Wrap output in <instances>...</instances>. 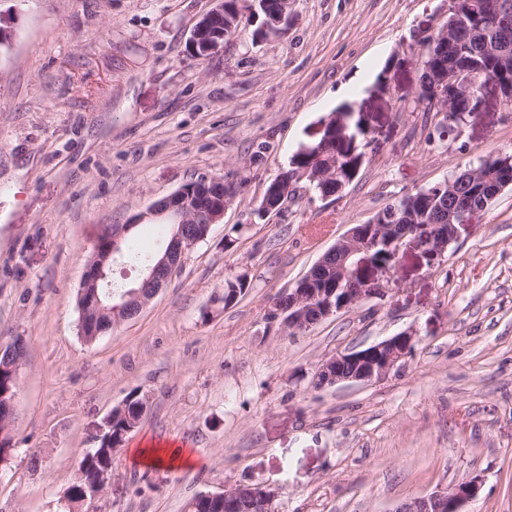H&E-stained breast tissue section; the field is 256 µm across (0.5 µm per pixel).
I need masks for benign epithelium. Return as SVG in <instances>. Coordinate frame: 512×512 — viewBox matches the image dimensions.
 <instances>
[{"label": "benign epithelium", "mask_w": 512, "mask_h": 512, "mask_svg": "<svg viewBox=\"0 0 512 512\" xmlns=\"http://www.w3.org/2000/svg\"><path fill=\"white\" fill-rule=\"evenodd\" d=\"M462 0H448V17L432 28L428 36L437 40L453 39L461 26ZM485 50L495 63L497 71L504 77L512 73V56L497 47L496 42L484 40ZM420 79L418 99L433 104L434 110L442 119L438 128L451 131L456 137L469 119L475 114L458 112L454 102L461 97L483 98V88L478 85L476 72L441 65L432 70H423ZM228 203L224 196L205 195L202 199L192 198L188 189L179 188L162 203L155 204L146 212L138 215L134 224H124L112 229V247H117L123 236L133 225L143 223L155 217H168L175 224H183L189 216L200 211L205 212L209 222L201 225L196 237L176 234L164 251L148 267L146 280L156 288L174 274L183 254L198 242L205 240L212 225L224 218ZM476 208L469 203L457 205L448 210V223L467 224ZM428 233L419 238L405 224L379 225L377 220L369 224H356L347 234L338 239L330 248L336 259V288L333 290L316 288H290L287 291L290 300L288 318L281 324L283 330L306 329L342 310L352 308L364 300L382 298L394 283V272L399 256L404 248H411L434 261L441 257L450 242L448 233L441 224L427 226ZM383 247L387 260L372 259L371 252ZM112 252L102 248L97 242L95 257L86 272L80 289V296L87 297V308L106 313L114 318L118 325L128 319L124 304L114 303L108 307L100 300L97 288L111 287L109 275L112 271L110 258ZM415 336L404 332L360 350L340 353L322 362L316 374L324 376V384L334 385L341 382H371L384 378L402 359L414 350ZM112 476V464L106 462L99 469L98 480L90 490L89 499H96L105 489ZM483 487V478L475 475L451 489H441L425 496L410 498L400 503L394 512H463L462 507L479 496ZM253 501L256 512H269L271 494L261 487L240 486L222 493H206L208 501H235L241 498Z\"/></svg>", "instance_id": "1"}]
</instances>
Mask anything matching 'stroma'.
Segmentation results:
<instances>
[{"instance_id":"obj_1","label":"stroma","mask_w":512,"mask_h":512,"mask_svg":"<svg viewBox=\"0 0 512 512\" xmlns=\"http://www.w3.org/2000/svg\"><path fill=\"white\" fill-rule=\"evenodd\" d=\"M291 2L280 36L252 38L248 11L198 59L187 40L214 0H0L14 29L0 55V345H28L0 512H68L79 460L132 393L146 413L77 512H184L241 485L271 492V512H394L475 474L465 512H512V186L437 261L403 251L387 296L295 333L265 320L353 225L512 152V106L486 84L462 136L439 139L417 100V40L448 0ZM346 104L371 128L356 178L326 199L297 187L257 218ZM202 176L236 189L223 220L136 316L85 342L78 291L104 225L133 224L127 247L156 255L169 225L135 217ZM241 275L247 292L224 307ZM402 332L415 350L385 378L314 388L322 361ZM138 448L194 464L140 463Z\"/></svg>"}]
</instances>
